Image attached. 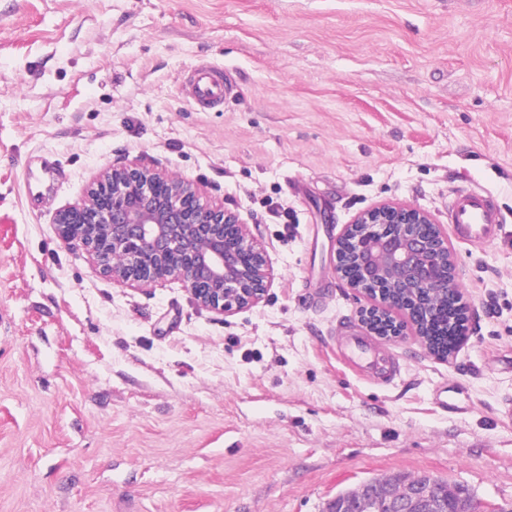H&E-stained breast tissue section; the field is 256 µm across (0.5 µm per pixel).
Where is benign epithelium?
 Segmentation results:
<instances>
[{"mask_svg":"<svg viewBox=\"0 0 512 512\" xmlns=\"http://www.w3.org/2000/svg\"><path fill=\"white\" fill-rule=\"evenodd\" d=\"M58 238L77 244L100 272L134 287L182 282L194 302L232 315L258 304L267 291V258L241 215L201 201L199 188L138 165L104 168L85 198L60 210ZM339 279L375 300L360 312L370 333L394 339L413 333L433 352L425 328L448 325L443 299L455 290L460 315L468 306L456 285L448 232L428 211L383 202L359 212L336 238ZM362 482L351 495L373 512ZM386 512H442L443 503L415 480L376 481Z\"/></svg>","mask_w":512,"mask_h":512,"instance_id":"benign-epithelium-1","label":"benign epithelium"}]
</instances>
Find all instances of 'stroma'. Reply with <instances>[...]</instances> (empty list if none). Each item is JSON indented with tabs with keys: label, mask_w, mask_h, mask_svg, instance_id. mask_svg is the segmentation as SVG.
<instances>
[{
	"label": "stroma",
	"mask_w": 512,
	"mask_h": 512,
	"mask_svg": "<svg viewBox=\"0 0 512 512\" xmlns=\"http://www.w3.org/2000/svg\"><path fill=\"white\" fill-rule=\"evenodd\" d=\"M202 64L221 105L190 92ZM129 162L241 214L258 305L115 282L58 239ZM464 188L503 216L452 242L466 343L367 333L335 272L345 224L393 201L444 225ZM2 206L0 512H326L423 474L512 512V0H0ZM348 332L399 373L359 374ZM195 100L213 106L224 100V72L213 66H197L192 70Z\"/></svg>",
	"instance_id": "35a3bbf8"
}]
</instances>
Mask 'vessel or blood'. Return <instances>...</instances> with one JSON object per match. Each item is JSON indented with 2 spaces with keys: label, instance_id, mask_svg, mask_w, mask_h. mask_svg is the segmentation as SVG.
<instances>
[{
  "label": "vessel or blood",
  "instance_id": "1",
  "mask_svg": "<svg viewBox=\"0 0 512 512\" xmlns=\"http://www.w3.org/2000/svg\"><path fill=\"white\" fill-rule=\"evenodd\" d=\"M195 100L204 106L221 103L224 99V73L213 66H198L192 71ZM448 226L461 240H494L500 230L499 217L487 193L479 190L455 192L448 212ZM344 357L367 361L370 350L366 342L355 335L337 342Z\"/></svg>",
  "mask_w": 512,
  "mask_h": 512
}]
</instances>
